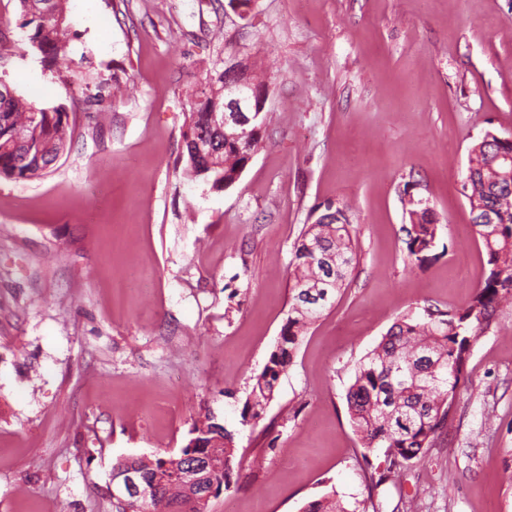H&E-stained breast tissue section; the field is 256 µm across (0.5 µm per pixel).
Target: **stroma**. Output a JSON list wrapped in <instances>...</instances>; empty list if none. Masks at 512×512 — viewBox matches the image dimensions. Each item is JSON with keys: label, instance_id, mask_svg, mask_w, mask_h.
I'll return each instance as SVG.
<instances>
[{"label": "stroma", "instance_id": "stroma-1", "mask_svg": "<svg viewBox=\"0 0 512 512\" xmlns=\"http://www.w3.org/2000/svg\"><path fill=\"white\" fill-rule=\"evenodd\" d=\"M21 22L0 0V74L76 127L49 173L0 178V512H114L113 462L178 453L204 411L243 457L209 512H301L330 491L378 512H512V306L472 342L433 445L380 487L362 458L386 453H364L346 403L402 315L463 308L480 285L462 184L475 140L512 136V0H256L246 20L229 0H68V59L120 78L106 112L45 70ZM235 51L269 81L268 121L217 190L186 175L182 132ZM408 185L444 225L421 262L401 232ZM329 204L359 263L263 420L243 422L288 318L294 243Z\"/></svg>", "mask_w": 512, "mask_h": 512}]
</instances>
